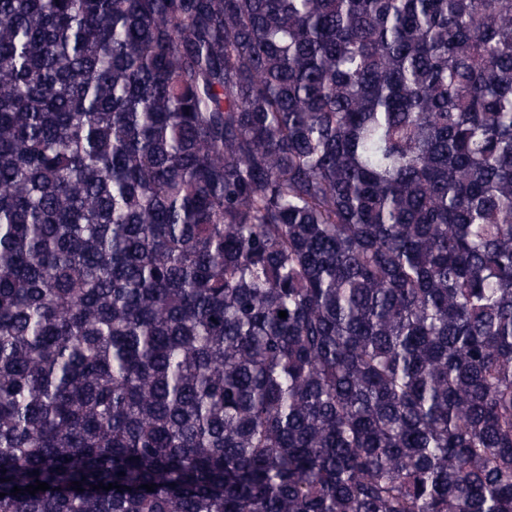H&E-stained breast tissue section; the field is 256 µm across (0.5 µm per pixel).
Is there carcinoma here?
I'll list each match as a JSON object with an SVG mask.
<instances>
[{"label": "carcinoma", "instance_id": "cac0c4a2", "mask_svg": "<svg viewBox=\"0 0 512 512\" xmlns=\"http://www.w3.org/2000/svg\"><path fill=\"white\" fill-rule=\"evenodd\" d=\"M0 493L512 512V0H0Z\"/></svg>", "mask_w": 512, "mask_h": 512}]
</instances>
